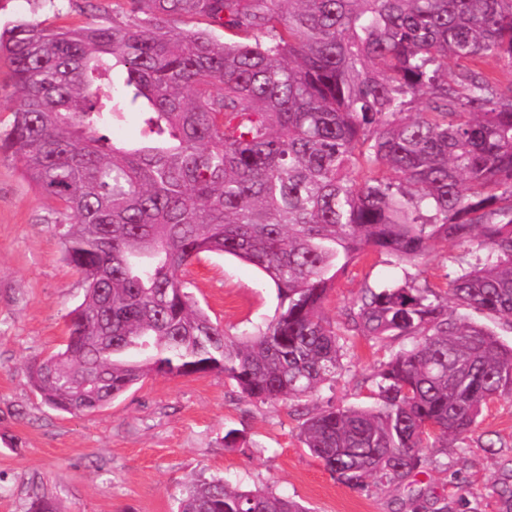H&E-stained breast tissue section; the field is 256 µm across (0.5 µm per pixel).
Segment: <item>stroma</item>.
<instances>
[{"label": "stroma", "mask_w": 512, "mask_h": 512, "mask_svg": "<svg viewBox=\"0 0 512 512\" xmlns=\"http://www.w3.org/2000/svg\"><path fill=\"white\" fill-rule=\"evenodd\" d=\"M112 8L113 0H0V26L106 24ZM69 220L56 199L28 182L19 158L0 150V512H28L37 492L52 498L57 512H175L188 481L219 477L272 490L309 512H411L406 489H351L299 439L305 413L372 405L378 365L404 346L401 338L344 337L341 375L298 401L256 403L222 374L208 373L146 378L91 414L45 406L28 363L62 348L68 314L85 294L81 275L62 259L59 227ZM461 252L455 242H435L414 269L418 284L443 292L448 265ZM401 275L389 255L362 257L340 276L325 317L340 324L364 289ZM185 278L228 335L253 332L275 313V287L235 258H201ZM231 430L243 437L233 448L224 444ZM426 454L422 480L430 496L451 512H499L493 488L502 458L512 456V396L490 403L465 443Z\"/></svg>", "instance_id": "stroma-1"}]
</instances>
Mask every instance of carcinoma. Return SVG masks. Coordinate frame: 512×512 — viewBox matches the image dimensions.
<instances>
[{
	"instance_id": "carcinoma-1",
	"label": "carcinoma",
	"mask_w": 512,
	"mask_h": 512,
	"mask_svg": "<svg viewBox=\"0 0 512 512\" xmlns=\"http://www.w3.org/2000/svg\"><path fill=\"white\" fill-rule=\"evenodd\" d=\"M113 13L0 29L19 91L0 149L73 214L63 259L85 284L32 386L71 414L151 374L218 372L256 403L300 399L341 374L322 314L339 275L388 254L402 278L365 289L346 331L412 344L380 363L376 406L308 414L300 438L349 487L404 486L426 512L424 449L465 441L512 394V346L469 318L512 330V0H114ZM184 17L207 27L171 26ZM124 109L145 115L131 144L100 134ZM438 239L467 246L444 303L409 271ZM206 253L274 285L269 323L229 336L198 306L184 272ZM177 512L307 510L218 478L188 484Z\"/></svg>"
}]
</instances>
